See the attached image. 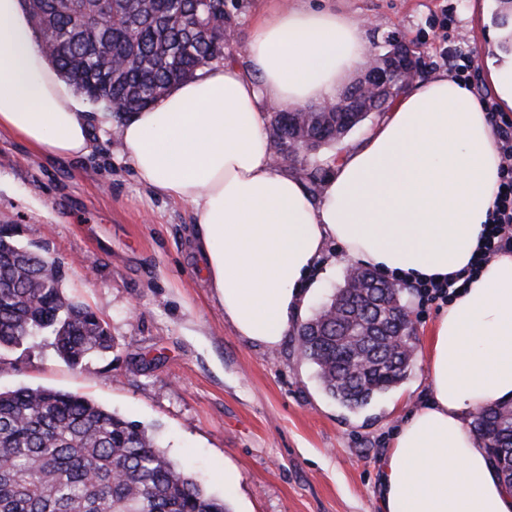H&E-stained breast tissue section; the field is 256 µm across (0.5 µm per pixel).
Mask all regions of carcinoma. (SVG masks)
<instances>
[{"label":"carcinoma","mask_w":512,"mask_h":512,"mask_svg":"<svg viewBox=\"0 0 512 512\" xmlns=\"http://www.w3.org/2000/svg\"><path fill=\"white\" fill-rule=\"evenodd\" d=\"M95 0H27L43 51L62 79L91 104L137 112L171 86L229 56L226 31L235 17L225 0H112L121 22H93ZM271 148L288 158V136L302 132L294 156L315 194L325 156L308 144L336 142V114L303 118L283 110L270 119ZM349 291L299 323L297 350L316 370L325 393L355 410L399 384L414 360L400 288ZM61 263L0 232V349L36 333L56 355L78 366L112 352L108 326L87 304L66 295ZM357 313L374 336H347L348 323L329 317L336 303ZM474 428L501 481L512 477V402L479 410ZM0 512H229L192 474L160 449L146 427L88 398L52 388L0 390Z\"/></svg>","instance_id":"carcinoma-1"}]
</instances>
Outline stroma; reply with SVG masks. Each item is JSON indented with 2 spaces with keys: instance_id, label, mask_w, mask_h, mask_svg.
<instances>
[{
  "instance_id": "stroma-1",
  "label": "stroma",
  "mask_w": 512,
  "mask_h": 512,
  "mask_svg": "<svg viewBox=\"0 0 512 512\" xmlns=\"http://www.w3.org/2000/svg\"><path fill=\"white\" fill-rule=\"evenodd\" d=\"M365 21L370 49L397 33L447 70L467 43L476 90L492 94L485 55L494 45L484 0H331ZM113 130L92 124L94 148L50 159L0 133V222L18 225L64 266L66 294L107 324L111 353L78 366L41 337L0 352V389L46 387L82 395L154 433L167 455L198 476L230 512H379L381 469L392 437L429 399L423 358L437 305L403 300L415 323L405 379L357 411L328 397L294 336L274 347L238 336L190 251V206L142 186ZM350 265L328 242L309 303L317 310ZM235 476L225 485V472Z\"/></svg>"
}]
</instances>
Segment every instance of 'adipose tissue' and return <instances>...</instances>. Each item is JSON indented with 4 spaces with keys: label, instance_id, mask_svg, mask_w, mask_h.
<instances>
[{
    "label": "adipose tissue",
    "instance_id": "adipose-tissue-1",
    "mask_svg": "<svg viewBox=\"0 0 512 512\" xmlns=\"http://www.w3.org/2000/svg\"><path fill=\"white\" fill-rule=\"evenodd\" d=\"M369 55L361 20L292 0L253 19L244 63L208 67L120 125L99 115L138 181L191 207L195 255L248 340L273 347L291 333L327 240L410 280L454 278L478 248L501 157L482 104L447 73L406 89L331 160L318 197L274 163L266 107L335 102ZM0 130L51 158L93 151L25 0H0ZM425 360L431 398L394 436L380 512H512L469 426L477 409L512 400V254L491 258L441 309Z\"/></svg>",
    "mask_w": 512,
    "mask_h": 512
}]
</instances>
